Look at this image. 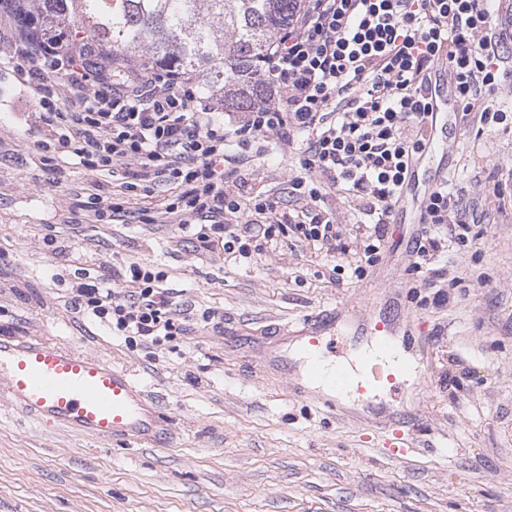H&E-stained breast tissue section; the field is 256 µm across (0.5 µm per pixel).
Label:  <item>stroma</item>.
Instances as JSON below:
<instances>
[{
  "label": "stroma",
  "mask_w": 512,
  "mask_h": 512,
  "mask_svg": "<svg viewBox=\"0 0 512 512\" xmlns=\"http://www.w3.org/2000/svg\"><path fill=\"white\" fill-rule=\"evenodd\" d=\"M39 109L0 64V327L131 367L173 433L128 446L45 424L0 396V512H512V130H456L447 155L422 163L454 171L465 245L414 268L422 227L406 199L358 279L354 241L344 255L286 241L248 263L198 254L132 209L96 223L76 198L81 169L30 150ZM294 165L292 149L272 144L247 167L282 197ZM50 231L74 248L73 265L44 249ZM134 261L166 271L194 315L223 314L221 327L131 345L67 308L79 278ZM332 308L337 347L385 317L418 362L422 391L391 395L419 416L405 455L384 445L391 414L330 412L265 360L284 331Z\"/></svg>",
  "instance_id": "1"
}]
</instances>
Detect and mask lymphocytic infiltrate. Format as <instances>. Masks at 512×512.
<instances>
[{"label":"lymphocytic infiltrate","mask_w":512,"mask_h":512,"mask_svg":"<svg viewBox=\"0 0 512 512\" xmlns=\"http://www.w3.org/2000/svg\"><path fill=\"white\" fill-rule=\"evenodd\" d=\"M492 0H302L288 28L261 60L273 87L247 112H221L198 79L168 68L112 75L109 57L95 69L85 43L44 38L16 28L7 64L38 98L44 128L31 148L44 161L70 160L89 176L94 214L111 223L126 201L101 183L116 164L134 162L143 191L166 182L172 196L142 208L149 224L193 233L198 252L222 249L251 259L295 237L316 250L345 253L347 239L322 206L327 192L360 216L363 276L385 249L386 226L432 140L433 76L450 75L463 126L493 132L512 125V109L493 99L512 83L492 21ZM296 150L300 174L288 196L254 190L245 173L227 168L229 147L257 153L265 143ZM415 240L418 263L448 243H465L470 226L450 179L436 182ZM153 264L112 267L72 291L73 313L96 319L125 342L153 345L193 331L183 303ZM130 282L134 291L114 286Z\"/></svg>","instance_id":"1"}]
</instances>
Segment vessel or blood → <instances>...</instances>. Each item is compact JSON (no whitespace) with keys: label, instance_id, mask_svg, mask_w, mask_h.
I'll list each match as a JSON object with an SVG mask.
<instances>
[{"label":"vessel or blood","instance_id":"1","mask_svg":"<svg viewBox=\"0 0 512 512\" xmlns=\"http://www.w3.org/2000/svg\"><path fill=\"white\" fill-rule=\"evenodd\" d=\"M435 112L439 136L431 146L443 152L457 112L447 88L437 89ZM334 317V311H323L305 333L300 351L307 357V379L355 392L364 410L372 411L377 387H397L405 369H385L354 348L344 366L326 367L330 345L320 329ZM0 394L22 412L102 439L156 445L168 435L167 420L130 369L39 338L0 337Z\"/></svg>","mask_w":512,"mask_h":512}]
</instances>
